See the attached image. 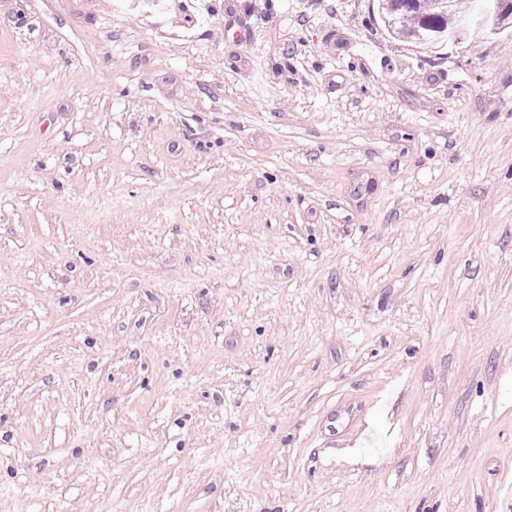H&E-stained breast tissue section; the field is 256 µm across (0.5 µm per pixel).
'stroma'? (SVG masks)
Instances as JSON below:
<instances>
[{
	"label": "stroma",
	"mask_w": 512,
	"mask_h": 512,
	"mask_svg": "<svg viewBox=\"0 0 512 512\" xmlns=\"http://www.w3.org/2000/svg\"><path fill=\"white\" fill-rule=\"evenodd\" d=\"M377 0H0V512H504L512 32ZM384 22L390 32L398 37L413 40L424 45L448 42V36L458 32L466 18L472 16L473 4L470 0L466 10H460L456 0L443 14H437L435 0H381ZM412 2V3H405ZM421 34L425 42L419 41Z\"/></svg>",
	"instance_id": "1"
}]
</instances>
